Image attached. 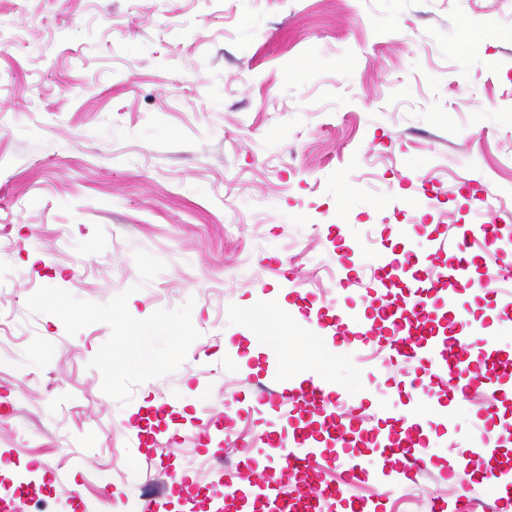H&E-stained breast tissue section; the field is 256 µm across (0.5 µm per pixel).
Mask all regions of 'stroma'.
Instances as JSON below:
<instances>
[{"label": "stroma", "mask_w": 512, "mask_h": 512, "mask_svg": "<svg viewBox=\"0 0 512 512\" xmlns=\"http://www.w3.org/2000/svg\"><path fill=\"white\" fill-rule=\"evenodd\" d=\"M466 228L512 290V0H0V496L129 512L177 472L223 493L276 419L260 393L319 370L362 424L430 417L415 481L363 456L383 512H460L445 475L512 398L484 402L480 372L448 400L309 313L371 303L403 236L447 265ZM452 304L512 350L497 295ZM212 412L221 452L197 440ZM158 330L155 325H145L138 336H135L134 347L136 348L134 361L139 366H148L154 360L153 337Z\"/></svg>", "instance_id": "1"}]
</instances>
